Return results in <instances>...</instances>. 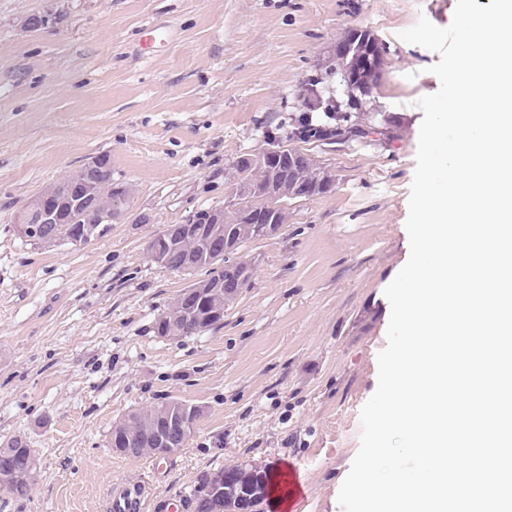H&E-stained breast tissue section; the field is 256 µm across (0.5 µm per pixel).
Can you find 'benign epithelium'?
Returning <instances> with one entry per match:
<instances>
[{
  "label": "benign epithelium",
  "instance_id": "1",
  "mask_svg": "<svg viewBox=\"0 0 512 512\" xmlns=\"http://www.w3.org/2000/svg\"><path fill=\"white\" fill-rule=\"evenodd\" d=\"M336 60L343 64L342 77L345 83L357 75L359 66L370 64L373 59L353 35H346L336 43ZM244 163H256L266 169V179L248 187L243 196L254 202L264 204L263 209L248 208L240 212L241 222L255 225L256 235L266 237L277 234L281 225L276 223L277 214L284 204L286 196L296 197L294 191L299 172L307 167L318 165V161L309 153L293 146L272 144L258 155L247 157ZM109 197L101 203L91 194L74 195L68 188L52 186L43 189L30 199L17 214L15 226L21 237L34 241L46 234L47 225L62 223L63 216L70 211L79 210L85 218V227L81 233L70 238L75 246L91 241V234L97 225H110L125 215V205L130 188L127 186H108ZM224 223V208H212L193 218L189 224H169L163 234L170 240L189 241L197 239L204 232L206 224ZM239 240L232 233L224 234V241L214 245L216 252L224 255V305H229L240 294L243 285L252 278L253 268L248 261L232 259L237 252ZM189 430L182 420V414L167 410L159 414L150 426L148 437L152 444V455L166 457L177 449L174 436L187 434ZM14 468L13 455L0 452V485L5 486L11 479ZM200 486L214 493L216 509L224 512V473L216 471L209 474Z\"/></svg>",
  "mask_w": 512,
  "mask_h": 512
}]
</instances>
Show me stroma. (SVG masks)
<instances>
[{"label":"stroma","instance_id":"obj_1","mask_svg":"<svg viewBox=\"0 0 512 512\" xmlns=\"http://www.w3.org/2000/svg\"><path fill=\"white\" fill-rule=\"evenodd\" d=\"M456 0H0V440L26 438L37 475L0 512H110L146 487L168 512L208 471L249 462L301 482L289 512H342L360 410L378 383L406 233L421 97L438 53L400 34L440 28ZM32 14L39 29L25 27ZM168 42L142 53L141 31ZM387 47L381 83L350 104L334 48L349 29ZM315 80L319 103L302 85ZM364 120L367 138L307 145L331 192L292 203L277 235L247 242L248 288L224 324L170 339L154 323L188 276L153 260L166 225L223 205L240 156L285 141L301 116ZM130 185L127 216L87 245L25 241L14 213L89 157ZM167 398L203 406L183 448H108L113 424ZM134 493L135 497H132V492L129 489L115 490L114 495L111 496V510L114 512H139L142 493Z\"/></svg>","mask_w":512,"mask_h":512}]
</instances>
